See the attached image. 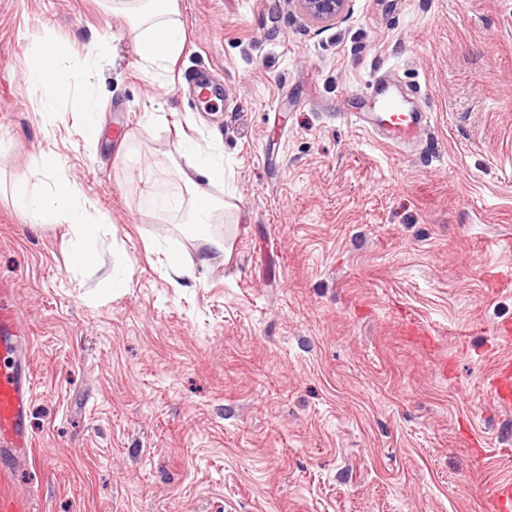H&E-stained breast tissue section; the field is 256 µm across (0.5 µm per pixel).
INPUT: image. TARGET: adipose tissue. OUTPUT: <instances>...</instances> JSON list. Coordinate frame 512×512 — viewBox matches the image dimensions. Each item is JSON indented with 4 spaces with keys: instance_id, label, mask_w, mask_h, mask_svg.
Here are the masks:
<instances>
[{
    "instance_id": "ef3b65f1",
    "label": "adipose tissue",
    "mask_w": 512,
    "mask_h": 512,
    "mask_svg": "<svg viewBox=\"0 0 512 512\" xmlns=\"http://www.w3.org/2000/svg\"><path fill=\"white\" fill-rule=\"evenodd\" d=\"M105 10L125 18L134 34L135 54L147 69H166L180 57L185 44L184 23L177 0H103ZM24 79L42 93L40 118L55 125L56 101L69 92V111L81 116L86 129H98L100 104L87 93H70L73 74L65 50L55 40L44 38L27 44ZM179 185L175 189L155 188L147 192L143 205L166 214L176 223L187 225L197 247L223 250L224 242L215 234L216 224L224 220V200L210 194V187L224 182V159L209 147L192 139L176 143L167 157ZM36 170L42 177L39 186L17 181L13 188L16 207L33 224H69L80 241L98 238L105 224L101 215L87 208L80 190L63 173L58 157L41 153Z\"/></svg>"
}]
</instances>
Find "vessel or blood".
Instances as JSON below:
<instances>
[{
	"instance_id": "b4317fda",
	"label": "vessel or blood",
	"mask_w": 512,
	"mask_h": 512,
	"mask_svg": "<svg viewBox=\"0 0 512 512\" xmlns=\"http://www.w3.org/2000/svg\"><path fill=\"white\" fill-rule=\"evenodd\" d=\"M192 85L196 97L203 101L224 97L223 85L208 75L195 76ZM356 98L360 109L347 113V120L388 146H407L428 122L427 113L418 111L388 74L374 76ZM23 335L14 291L0 283V475L9 471L18 458L29 456L33 448L28 417L36 384L30 369L15 357ZM492 394L497 402L512 404L511 358L498 363Z\"/></svg>"
}]
</instances>
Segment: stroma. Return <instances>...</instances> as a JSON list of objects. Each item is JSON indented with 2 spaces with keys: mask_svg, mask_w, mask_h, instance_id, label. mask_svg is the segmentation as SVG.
Wrapping results in <instances>:
<instances>
[{
  "mask_svg": "<svg viewBox=\"0 0 512 512\" xmlns=\"http://www.w3.org/2000/svg\"><path fill=\"white\" fill-rule=\"evenodd\" d=\"M185 50L146 72L99 0H0V280L37 382L34 448L0 482L29 512H492L512 480V0H353L321 28L293 0H178ZM66 49L101 136L43 126L25 47ZM100 54L86 71L88 47ZM380 65L431 121L399 154L340 120ZM224 82L202 103L185 74ZM224 159L231 200L195 246L142 205L178 136ZM108 218L68 272V225L11 187L41 153ZM124 287L111 288L117 270ZM168 269L173 281L193 276V261L190 256L180 248L168 250ZM492 394L497 402L505 405L512 404V359L501 360L496 368L492 383Z\"/></svg>",
  "mask_w": 512,
  "mask_h": 512,
  "instance_id": "35a3bbf8",
  "label": "stroma"
}]
</instances>
